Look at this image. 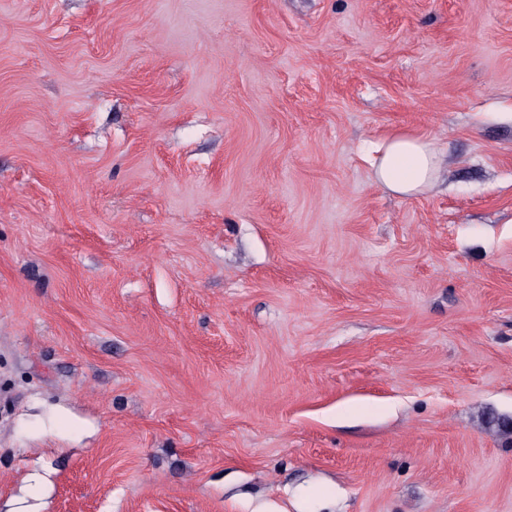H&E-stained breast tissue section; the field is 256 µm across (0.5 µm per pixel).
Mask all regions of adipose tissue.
<instances>
[{
  "label": "adipose tissue",
  "instance_id": "obj_1",
  "mask_svg": "<svg viewBox=\"0 0 512 512\" xmlns=\"http://www.w3.org/2000/svg\"><path fill=\"white\" fill-rule=\"evenodd\" d=\"M440 150L435 140L409 131H397L381 143L372 163L375 182L390 192L411 197L435 181Z\"/></svg>",
  "mask_w": 512,
  "mask_h": 512
}]
</instances>
